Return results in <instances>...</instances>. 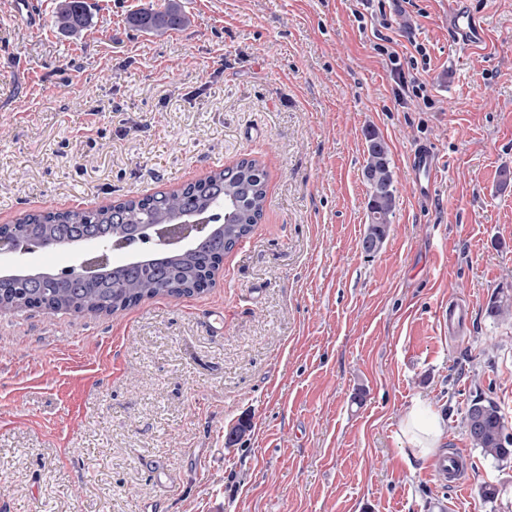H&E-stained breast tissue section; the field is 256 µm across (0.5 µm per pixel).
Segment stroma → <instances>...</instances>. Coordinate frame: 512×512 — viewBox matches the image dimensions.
<instances>
[{"mask_svg":"<svg viewBox=\"0 0 512 512\" xmlns=\"http://www.w3.org/2000/svg\"><path fill=\"white\" fill-rule=\"evenodd\" d=\"M176 2L179 30L130 18ZM87 0L78 34L0 0V225L181 188L257 160L264 214L213 288L113 315L0 313V512H512V460L463 418L512 429V0ZM398 54H381L382 38ZM396 207L375 254L365 130ZM440 161L418 196L409 156ZM109 244L40 267L116 264ZM468 313L454 330L441 308ZM446 420L460 486L406 457L416 399ZM499 490L484 500L483 485ZM452 9L454 29L459 43L465 46L481 43L485 38L481 24L472 16L455 8L454 2H452ZM473 411L480 419L473 422ZM468 436L476 448L484 455L497 461H507L512 457V433L504 420L498 405L490 399H473L464 416Z\"/></svg>","mask_w":512,"mask_h":512,"instance_id":"35a3bbf8","label":"stroma"}]
</instances>
